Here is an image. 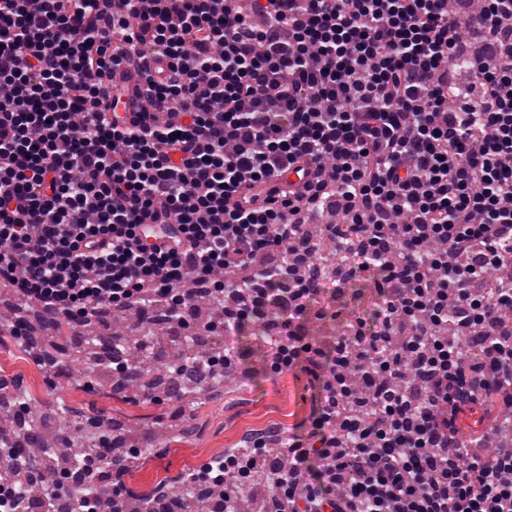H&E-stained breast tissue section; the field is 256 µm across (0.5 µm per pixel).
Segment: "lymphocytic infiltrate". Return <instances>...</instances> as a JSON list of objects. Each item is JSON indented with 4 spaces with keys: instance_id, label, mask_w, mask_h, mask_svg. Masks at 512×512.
<instances>
[{
    "instance_id": "lymphocytic-infiltrate-1",
    "label": "lymphocytic infiltrate",
    "mask_w": 512,
    "mask_h": 512,
    "mask_svg": "<svg viewBox=\"0 0 512 512\" xmlns=\"http://www.w3.org/2000/svg\"><path fill=\"white\" fill-rule=\"evenodd\" d=\"M132 69L126 118L104 103ZM338 211L346 284L255 268ZM507 251L512 0H0V286L75 322L227 290L225 331L278 324L267 371L318 400L275 512H512V443L456 438L464 393L512 424ZM363 279L345 333L307 337ZM267 458L254 437L187 479L241 491Z\"/></svg>"
}]
</instances>
